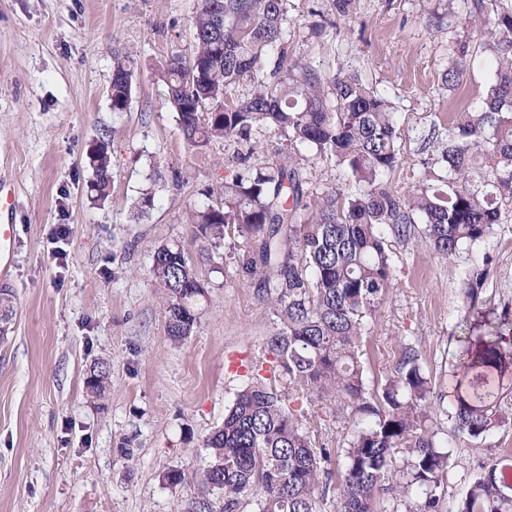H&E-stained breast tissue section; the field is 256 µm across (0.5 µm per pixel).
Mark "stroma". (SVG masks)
<instances>
[{"instance_id":"stroma-1","label":"stroma","mask_w":512,"mask_h":512,"mask_svg":"<svg viewBox=\"0 0 512 512\" xmlns=\"http://www.w3.org/2000/svg\"><path fill=\"white\" fill-rule=\"evenodd\" d=\"M333 0H288L283 28L293 61L329 77L358 71L395 95L402 163L388 176L405 192L448 138L459 94L476 105L491 71L485 22L472 0H358L336 18ZM194 0H0V191L12 195V263L0 275L14 309L0 338V512H188L209 462L204 441L247 383L240 361H265L276 330L257 281L241 269L246 245L225 231L220 249L196 239L189 211L224 193L240 146L191 151L165 103L157 68L190 56ZM474 59L460 90L442 82L456 38ZM137 61L132 102L112 109L114 52ZM105 145L112 184L93 197L90 155ZM154 205L140 213L143 194ZM70 225L67 239L54 236ZM188 255L206 286L200 319L183 342L165 333L168 298L150 274L161 246ZM400 271L366 348L368 379L392 371L405 341L427 368L456 382L469 334L460 283L475 251L448 262L421 237L392 241ZM479 311L481 335L512 319V212L492 240ZM107 362L103 398L88 395L91 366ZM512 448V429L481 450L453 454L461 477ZM183 474L168 482L170 472Z\"/></svg>"}]
</instances>
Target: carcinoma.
Listing matches in <instances>:
<instances>
[{
	"mask_svg": "<svg viewBox=\"0 0 512 512\" xmlns=\"http://www.w3.org/2000/svg\"><path fill=\"white\" fill-rule=\"evenodd\" d=\"M287 0H196L190 17L189 59L172 57L160 70L167 103L194 150L214 141L250 142L260 127L285 141L274 157L237 158L239 172L224 182V201L193 210L195 237L217 246L224 228L245 239L243 269L257 280L278 318L267 342L270 372L288 378V396L261 369L238 392L224 424L205 440L210 461L197 481L193 512H512V448L464 478L467 490L445 502L453 448L512 428V324L487 344L456 354L458 379L450 407L441 383L425 369L416 346L400 345L393 371L368 387L365 342L378 307L398 282L389 239L420 233L446 259L461 249L482 252L504 208L512 206V0H474L492 39L496 67L480 102L454 114V129L424 163L422 180L404 193L386 176L402 162L396 104L354 73L325 80L286 65L283 29ZM472 56L467 40L453 43L442 80L460 84ZM135 59L116 53L112 110L132 101ZM253 84L245 97L242 81ZM330 159L354 181L358 194L331 190L311 196L308 167ZM95 198L112 182L105 147L93 154ZM152 274L169 298L166 334L187 338L198 323L201 281L185 253L162 246ZM486 272L471 269L463 288L478 302ZM106 365L94 367L87 392L102 397ZM349 412L342 446L319 445L311 428L317 403ZM447 415L448 440L429 413Z\"/></svg>",
	"mask_w": 512,
	"mask_h": 512,
	"instance_id": "cac0c4a2",
	"label": "carcinoma"
}]
</instances>
